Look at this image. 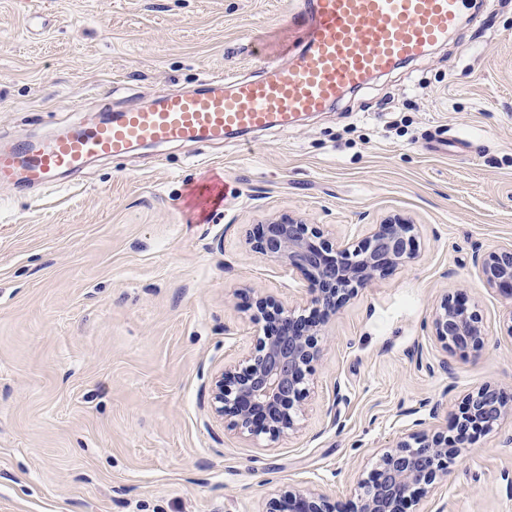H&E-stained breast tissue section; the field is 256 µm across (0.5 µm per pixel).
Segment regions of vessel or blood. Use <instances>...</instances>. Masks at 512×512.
Here are the masks:
<instances>
[{"mask_svg": "<svg viewBox=\"0 0 512 512\" xmlns=\"http://www.w3.org/2000/svg\"><path fill=\"white\" fill-rule=\"evenodd\" d=\"M466 0H304L309 33L296 59L260 79L212 76L185 94L166 93L78 126L71 134L0 149V185L43 187L94 157L133 145L209 143L232 134L294 127L347 91L445 41Z\"/></svg>", "mask_w": 512, "mask_h": 512, "instance_id": "1", "label": "vessel or blood"}]
</instances>
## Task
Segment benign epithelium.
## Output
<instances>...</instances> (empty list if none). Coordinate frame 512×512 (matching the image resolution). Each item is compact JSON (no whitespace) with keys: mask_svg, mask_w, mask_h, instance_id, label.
<instances>
[{"mask_svg":"<svg viewBox=\"0 0 512 512\" xmlns=\"http://www.w3.org/2000/svg\"><path fill=\"white\" fill-rule=\"evenodd\" d=\"M415 242V225L402 217L373 225L356 243L333 242L316 225L290 215L258 226L250 239L252 250L301 272L313 284L310 303L317 316L306 317L271 296L256 298L250 314L259 326L254 347L211 377V412L231 417V429L245 439L263 435L276 442L297 431L320 357L323 326L359 289L409 263ZM478 264L484 284L512 298V245L487 252ZM431 333L452 356L465 358L484 346L482 317L460 291L442 296ZM511 414L512 385L502 384L467 394L448 426L432 413L421 429L384 449L376 468L359 483L351 512H407L448 476V464L461 449ZM264 512H336V505L315 489L288 487Z\"/></svg>","mask_w":512,"mask_h":512,"instance_id":"obj_1","label":"benign epithelium"}]
</instances>
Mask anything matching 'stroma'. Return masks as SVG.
<instances>
[{
  "instance_id": "1",
  "label": "stroma",
  "mask_w": 512,
  "mask_h": 512,
  "mask_svg": "<svg viewBox=\"0 0 512 512\" xmlns=\"http://www.w3.org/2000/svg\"><path fill=\"white\" fill-rule=\"evenodd\" d=\"M295 0H0V146L71 131L301 47ZM222 172L224 197L195 195ZM303 217L359 241L388 216L415 257L321 336L298 433L268 447L215 419L208 382L253 346L260 295L311 284L250 249ZM512 245V0L469 5L446 42L288 132L144 146L51 188H0V512H259L286 486L348 512L381 449L488 382L512 383V298L477 255ZM464 288L486 343L431 335ZM414 512H512V419L474 439Z\"/></svg>"
}]
</instances>
